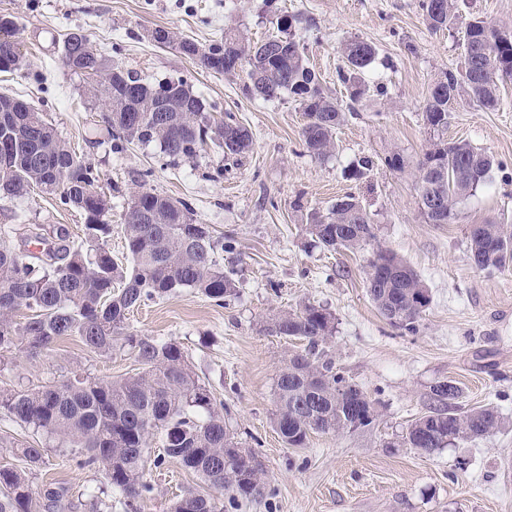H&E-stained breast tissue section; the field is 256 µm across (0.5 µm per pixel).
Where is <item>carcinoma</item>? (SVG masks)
<instances>
[{
	"instance_id": "cac0c4a2",
	"label": "carcinoma",
	"mask_w": 512,
	"mask_h": 512,
	"mask_svg": "<svg viewBox=\"0 0 512 512\" xmlns=\"http://www.w3.org/2000/svg\"><path fill=\"white\" fill-rule=\"evenodd\" d=\"M458 0H420L424 21L435 31L453 24ZM299 18L276 17L277 32L257 41L237 27L224 30V40L206 48L169 35L159 42L190 57L202 70L246 73L249 94L262 101L292 96L303 111V146L317 157L335 148L336 130L345 108L324 90L321 77L306 61L297 39ZM460 68L441 71L423 107L424 121L437 133L448 130V112L464 98L484 111L501 105L499 80L512 77V28L476 18L463 33ZM345 69L340 74L349 100L357 102L369 90L365 75L376 58L375 45L362 38L340 48ZM62 62L92 80L90 91L110 86L105 122L123 144H155L171 162L190 160L207 140L218 143L227 159H239L252 146L251 132L228 113L212 125L206 103L181 78L170 86V109L154 111L156 86L134 71L114 66L82 40H63ZM117 70L123 79L108 81ZM22 112L0 114V140L10 149L0 151V196L23 197L37 190L86 217L84 237L77 242L69 230L58 227L50 236L36 224L27 227L24 240L40 245L37 252L0 243V364L22 342L33 353L48 351L64 336H77L92 352L108 356L127 349L140 371L117 379L76 375L60 384L38 389L0 388V409L82 456L81 465H100L110 489L128 499L151 492L144 481L150 440L159 437L160 465L178 461L210 489L177 497L169 512H224V502L212 492L228 493L234 505L264 494L265 471L258 457L237 447L224 423V404L187 363L180 344L130 331L128 314L147 300L174 295L185 289L204 294L218 305L238 294L234 271L224 270L218 251L232 244L213 238L208 225L192 218L184 201L151 190L132 195L126 209L124 239L131 258L123 267L112 257L105 239L112 225L101 220L109 210L98 189L97 173L70 143L62 139L42 113L26 102ZM494 160L465 141L439 138L426 150L417 170L418 206L429 224H452L458 202L483 185ZM147 211L154 222L144 224L138 213ZM309 233L327 249L357 250L376 239L373 220L358 199L348 194L327 212L314 211ZM356 232L343 236L341 229ZM469 259L479 270L512 266V227L472 224ZM376 260L382 271L369 265L367 288L378 312L391 324L415 331L423 309L416 296L425 290L417 272L394 253L381 250ZM29 312L19 325L13 314ZM271 336L307 341L305 362L293 354L276 382L277 409L273 425L290 448H303L312 433H339L354 420L357 384L336 366L322 349L335 331L334 318L320 306L306 304L271 315L264 323ZM462 390L453 381L431 389L429 434L418 421L409 424L403 445L432 455L448 442L474 441L502 429L507 420L492 405L461 410ZM17 453L21 468L0 466V512H69L67 489L50 483L34 488L30 474L48 466L44 449L24 446Z\"/></svg>"
}]
</instances>
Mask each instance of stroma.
I'll return each instance as SVG.
<instances>
[{"label":"stroma","instance_id":"stroma-1","mask_svg":"<svg viewBox=\"0 0 512 512\" xmlns=\"http://www.w3.org/2000/svg\"><path fill=\"white\" fill-rule=\"evenodd\" d=\"M297 16L296 33L323 87L340 103L341 44L373 42L377 59L365 79L366 97L336 132V150L317 159L302 145L304 115L291 96L264 102L245 90L244 72L214 75L192 59L159 48L148 37L163 27L205 46L221 40L234 22L253 39L272 32L265 0H0L20 34L23 67L0 73V94L27 101L43 112L58 134L96 169L110 199L108 245L126 264L122 232L133 191L151 189L191 205L197 222L232 242L225 269L235 270L237 296L224 305L197 292L146 302L129 314L132 332L181 345L199 377L226 407L224 421L241 447L261 460L265 494L235 512H512V268L480 271L468 259L471 225H512V78L500 83L502 107L481 110L467 101L448 116L446 138L465 140L495 161L487 183L458 206L452 224L425 223L418 209L417 164L434 139L423 105L437 74L459 66L468 22L481 17L512 25V0H462L452 28L430 30L419 0H278ZM82 29L113 63L145 81H187L209 107L212 119L232 113L252 134L241 160H226L206 147L175 165L156 145H126L114 152L101 115L103 99L87 93L88 79L63 66L61 41ZM400 154L402 169L385 159ZM370 158L357 180L345 169ZM355 194L370 213L376 233L357 252L328 251L312 244L307 217L337 198ZM68 227L81 239L83 215L53 196L0 198V226ZM8 244L18 245L12 233ZM410 265L431 302L408 332L377 311L366 286V269L378 249ZM312 303L332 313L328 342L336 365L378 403L374 423L356 432L315 433L303 448L288 447L275 430V386L289 354L305 340L264 332L270 315ZM136 369L128 351L90 352L69 336L52 350L31 354L18 346L0 368V385L40 387L77 374L116 378ZM454 381L463 408L491 404L509 421L475 442H460L433 455L403 446L408 425L425 412L430 388ZM36 445L49 460L34 473L35 487L61 483L71 512H89V494L105 488L102 468L78 466L69 449L0 410V466H21L15 449ZM149 496L112 512H168L173 497L204 486L175 461L147 464Z\"/></svg>","mask_w":512,"mask_h":512}]
</instances>
